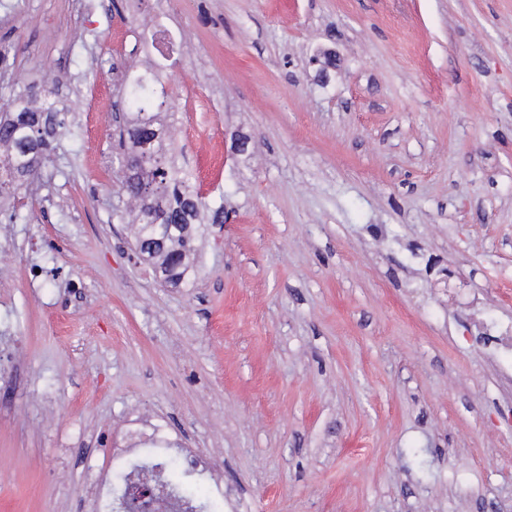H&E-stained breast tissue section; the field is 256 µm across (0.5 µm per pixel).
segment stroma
<instances>
[{
  "label": "stroma",
  "instance_id": "35a3bbf8",
  "mask_svg": "<svg viewBox=\"0 0 512 512\" xmlns=\"http://www.w3.org/2000/svg\"><path fill=\"white\" fill-rule=\"evenodd\" d=\"M210 209L195 280L136 261L113 111ZM0 112L69 105L0 205V512H88L130 432L203 449L222 512H512V0H0Z\"/></svg>",
  "mask_w": 512,
  "mask_h": 512
}]
</instances>
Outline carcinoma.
I'll use <instances>...</instances> for the list:
<instances>
[{"label": "carcinoma", "mask_w": 512, "mask_h": 512, "mask_svg": "<svg viewBox=\"0 0 512 512\" xmlns=\"http://www.w3.org/2000/svg\"><path fill=\"white\" fill-rule=\"evenodd\" d=\"M147 74L146 70L126 76L119 87L129 109L126 129L119 134L123 161L133 162L148 154L143 177L121 179L119 191L137 208L136 224L132 225L135 245L147 248L143 257L153 262L168 283L178 285L194 271L206 205L176 165L170 144L157 138L148 149L142 147L163 129L159 111L169 98L163 82L156 79L152 85H144ZM56 84L48 70L41 88L12 90V116L6 125L0 124V146L6 150L0 161V198L7 189L14 196L34 183L56 148L67 111Z\"/></svg>", "instance_id": "obj_1"}]
</instances>
